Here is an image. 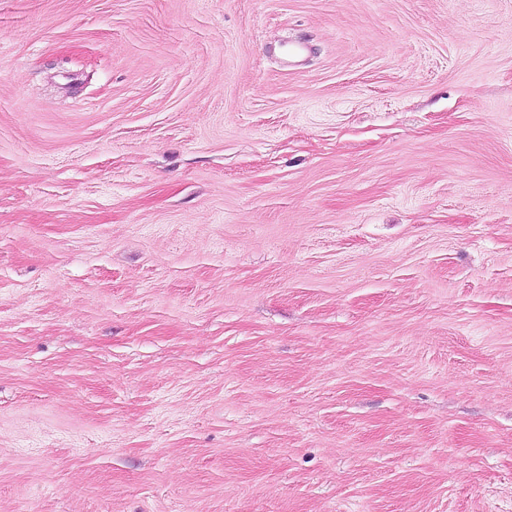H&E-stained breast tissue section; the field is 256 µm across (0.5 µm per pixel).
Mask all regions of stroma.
<instances>
[{"mask_svg": "<svg viewBox=\"0 0 512 512\" xmlns=\"http://www.w3.org/2000/svg\"><path fill=\"white\" fill-rule=\"evenodd\" d=\"M0 512H512V0H0Z\"/></svg>", "mask_w": 512, "mask_h": 512, "instance_id": "1", "label": "stroma"}]
</instances>
